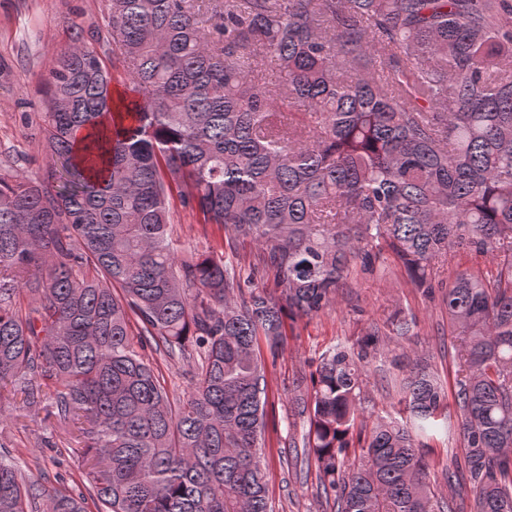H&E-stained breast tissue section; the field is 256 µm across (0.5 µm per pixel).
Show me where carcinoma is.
Instances as JSON below:
<instances>
[{
  "mask_svg": "<svg viewBox=\"0 0 512 512\" xmlns=\"http://www.w3.org/2000/svg\"><path fill=\"white\" fill-rule=\"evenodd\" d=\"M112 93L98 39L76 36L45 84L47 179L0 174V402L76 428L88 495L0 457V512H271L258 456L264 362L287 314L336 302L351 263L385 251L441 303L459 341L447 390L402 378L413 425H357L381 327L323 353L290 390L303 462L336 512H441L421 437L459 421L448 473L475 512H512V0H109ZM275 71V81L260 77ZM248 239L179 254L168 200ZM28 296L21 307V293ZM197 362L170 399L142 350ZM436 278L444 285L448 286V276H452L455 271L482 268L484 271L495 270V267L486 258L475 256L469 253H457L452 259L451 264L448 265V261L439 262L437 265Z\"/></svg>",
  "mask_w": 512,
  "mask_h": 512,
  "instance_id": "1",
  "label": "carcinoma"
}]
</instances>
